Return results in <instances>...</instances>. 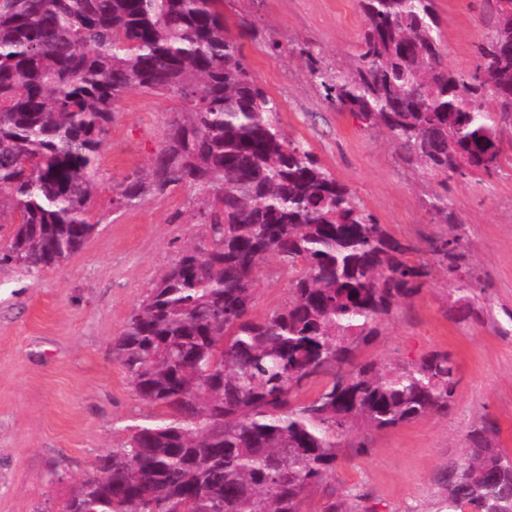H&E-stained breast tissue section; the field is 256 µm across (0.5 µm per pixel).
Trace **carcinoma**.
Here are the masks:
<instances>
[{"label":"carcinoma","instance_id":"cac0c4a2","mask_svg":"<svg viewBox=\"0 0 512 512\" xmlns=\"http://www.w3.org/2000/svg\"><path fill=\"white\" fill-rule=\"evenodd\" d=\"M357 64L305 52L325 100L382 125L407 162L441 175L509 163L512 0H495L475 71L448 68L435 0H359ZM258 31L224 0H0V218L17 222L0 264L58 266L94 233L92 199L115 104L129 91L186 102L114 210L183 186L209 226L128 319L115 349L137 396L161 409L96 458L64 512H301L330 480L343 437L446 414L459 384L446 352L356 361L434 266L457 283L449 312L478 321L460 237L395 238L311 150L279 128L242 41ZM491 95L495 105L485 107ZM432 210L457 223L448 199ZM435 258L414 260L416 251ZM295 274L290 296L251 318L263 264ZM318 376L311 397L297 393ZM487 421L448 459L447 512H512V453Z\"/></svg>","mask_w":512,"mask_h":512}]
</instances>
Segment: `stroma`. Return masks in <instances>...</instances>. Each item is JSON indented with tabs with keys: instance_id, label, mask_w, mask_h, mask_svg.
<instances>
[{
	"instance_id": "obj_1",
	"label": "stroma",
	"mask_w": 512,
	"mask_h": 512,
	"mask_svg": "<svg viewBox=\"0 0 512 512\" xmlns=\"http://www.w3.org/2000/svg\"><path fill=\"white\" fill-rule=\"evenodd\" d=\"M448 65L473 69L491 35V0H435ZM261 33L243 43L256 81L281 104L278 122L398 239L423 245L457 236L477 282L476 322L448 315L453 283L434 271L422 291L357 354L378 363L449 353L459 384L444 415L341 441L331 484L342 512H435L449 457L461 455L485 421L512 451V167L493 176L446 178L407 164L386 130L324 100L303 51L330 66L356 64L363 32L358 0H226ZM183 102L134 90L116 104L100 156L98 226L84 248L37 275L0 265V512H57L69 487L98 455L118 447L128 426L157 410L134 393L113 349L132 311L182 250L198 243L192 193L177 188L113 211L112 189L147 168ZM447 197L456 221L430 208ZM292 275L268 261L255 289L254 318L281 305Z\"/></svg>"
}]
</instances>
